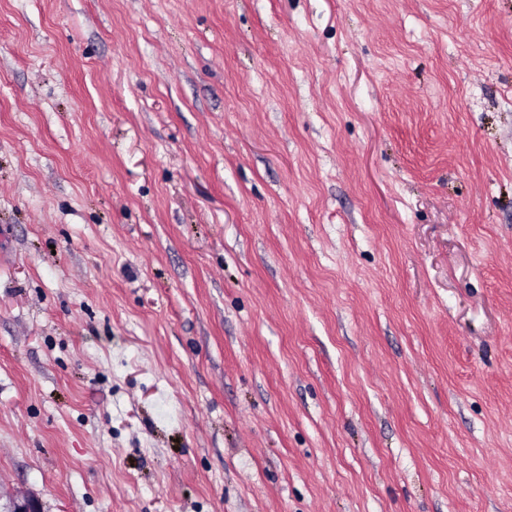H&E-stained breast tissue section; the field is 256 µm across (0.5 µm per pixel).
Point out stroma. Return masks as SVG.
<instances>
[{
  "label": "stroma",
  "instance_id": "stroma-1",
  "mask_svg": "<svg viewBox=\"0 0 512 512\" xmlns=\"http://www.w3.org/2000/svg\"><path fill=\"white\" fill-rule=\"evenodd\" d=\"M0 490L512 512V0H0Z\"/></svg>",
  "mask_w": 512,
  "mask_h": 512
}]
</instances>
